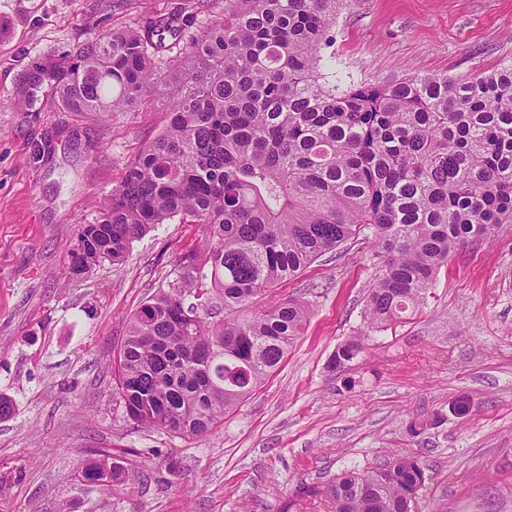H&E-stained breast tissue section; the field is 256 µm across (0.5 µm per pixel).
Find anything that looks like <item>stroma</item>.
I'll list each match as a JSON object with an SVG mask.
<instances>
[{
  "label": "stroma",
  "instance_id": "obj_1",
  "mask_svg": "<svg viewBox=\"0 0 512 512\" xmlns=\"http://www.w3.org/2000/svg\"><path fill=\"white\" fill-rule=\"evenodd\" d=\"M223 14L224 0H0V395L14 406L0 420V512H332L327 483L389 451L426 466L415 512H512V224L455 253L419 309L372 331L371 231L280 282L272 300L306 302L305 331L203 438L143 428L119 405L112 364L131 315L206 233L174 220L122 263L67 267L166 114L154 101L66 112L49 97L25 112L12 97L34 60L100 31L177 16L196 34ZM332 34L341 86L480 75L512 62V0H343ZM362 331L358 356L330 369ZM415 420L428 423L416 437ZM102 450L130 473L108 496L82 477Z\"/></svg>",
  "mask_w": 512,
  "mask_h": 512
}]
</instances>
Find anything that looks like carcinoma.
Instances as JSON below:
<instances>
[{
  "label": "carcinoma",
  "mask_w": 512,
  "mask_h": 512,
  "mask_svg": "<svg viewBox=\"0 0 512 512\" xmlns=\"http://www.w3.org/2000/svg\"><path fill=\"white\" fill-rule=\"evenodd\" d=\"M339 0H224V17L184 37L173 18L102 32L33 62L20 107L50 93L67 112L163 102L165 129L128 165L69 273L123 260L133 240L178 218L202 224L206 255L185 252L175 278L130 318L114 361L116 394L137 424L202 438L284 360L309 308L255 299L365 227L387 254L365 318L371 329L424 303L438 270L468 242L512 224V63L485 75L411 76L388 85L320 83ZM182 59L162 76L166 37ZM362 337L330 365L354 359ZM110 454L83 477L112 492ZM426 481L413 455L343 472L334 512H412Z\"/></svg>",
  "instance_id": "cac0c4a2"
}]
</instances>
